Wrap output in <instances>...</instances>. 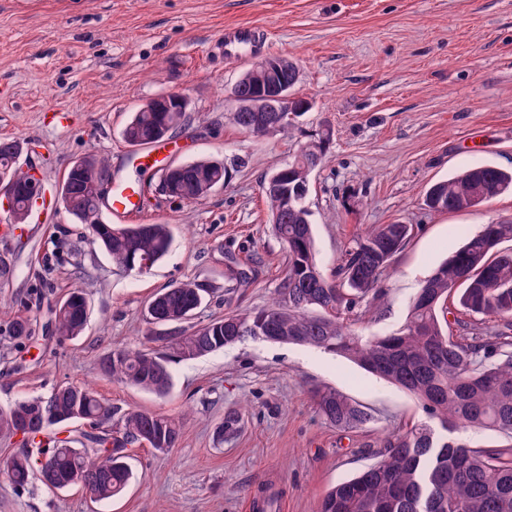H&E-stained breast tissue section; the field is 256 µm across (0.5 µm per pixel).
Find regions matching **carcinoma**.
Listing matches in <instances>:
<instances>
[{"mask_svg":"<svg viewBox=\"0 0 512 512\" xmlns=\"http://www.w3.org/2000/svg\"><path fill=\"white\" fill-rule=\"evenodd\" d=\"M294 112H233L241 130L256 136L288 132L293 118L310 110L297 97ZM188 104L151 102L134 112L122 131L133 147L161 142L183 124ZM331 142L325 130L302 143L292 160L280 167L288 197L261 183L271 212L272 229L286 246L288 265L272 301L263 307L230 311L211 318L190 333L179 324L190 319L209 295L207 285L188 280L157 293L147 307L148 323L158 330L151 341L160 348L112 351L104 369L113 379L159 396L166 395L172 376L169 362L189 361L223 350L264 327L272 341L308 346L358 364L414 396L426 419L390 434L377 459L355 477L332 487L316 512H512V446L487 449L460 437L470 430L496 432L512 440V223L486 224L445 259L423 282L400 327L385 335H364L359 329L368 307L379 298V285L392 257L409 235L407 224H379L344 249L336 278L322 273L314 247L306 187ZM20 142L0 141V182L15 184L14 222L27 218L33 199L31 176L19 164ZM220 158L177 164L161 174L159 191L169 199L193 202L228 180ZM112 179L107 162L95 154L88 165L70 166L60 197L67 214L90 230L92 241L125 270L143 271L169 253L167 224H111L103 217L105 194L91 179ZM512 191V171L493 166L468 168L441 180L426 192L430 212H457ZM461 291L459 306L490 317L497 327L473 336L456 335L448 319V301ZM87 306L80 289L70 291L52 311L55 335L73 339L85 330ZM321 416L339 430L360 429L371 413L334 389L314 393ZM56 420L37 430L42 416ZM112 406L88 385H62L46 397L0 408V436L24 431L26 451L10 458L0 474L16 489L35 478L53 490L79 485L98 501L120 495L132 478L127 447L147 444L165 453L178 444L179 421L161 413L134 410L125 414L117 436L106 424ZM78 421L93 427L77 437L58 438L52 428Z\"/></svg>","mask_w":512,"mask_h":512,"instance_id":"obj_1","label":"carcinoma"}]
</instances>
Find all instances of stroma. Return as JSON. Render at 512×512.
Instances as JSON below:
<instances>
[{
	"instance_id": "1",
	"label": "stroma",
	"mask_w": 512,
	"mask_h": 512,
	"mask_svg": "<svg viewBox=\"0 0 512 512\" xmlns=\"http://www.w3.org/2000/svg\"><path fill=\"white\" fill-rule=\"evenodd\" d=\"M266 31L259 58L298 63L295 95L312 108L288 134L254 137L230 120L231 91L249 68L225 61L227 26ZM163 93L190 100L173 143L145 158L122 130L132 112ZM322 127L333 138L310 177L315 250L334 275L345 247L369 227H411L391 260L377 312L362 326L385 334L404 321L421 283L482 225L512 221V193L456 213L426 211L436 181L491 165L512 169V0H0V140L26 139L22 167H38L54 191L72 162L105 158L146 188L143 224L172 231L167 257L126 271L93 245L85 225L52 204L8 231L0 210V259L17 274L0 280V407L87 384L118 414L144 410L180 419L169 454L129 448L134 477L107 503L81 488L53 492L39 481L18 490L0 481V512H256L254 498L279 493L275 512H315L337 483L372 463L386 437L424 420L404 390L352 362L314 348L245 339L194 361L170 363L172 388L159 397L113 381L102 369L112 350L145 341L144 310L159 290L197 280L212 286L206 307L185 322L261 307L286 267L261 190ZM210 156L241 159L226 184L176 204L158 190L161 165ZM250 281L238 285L236 270ZM90 311L76 339L48 327L72 289ZM19 316L30 336H9ZM335 389L374 417L341 431L319 414L312 393ZM239 414L237 434L220 432Z\"/></svg>"
}]
</instances>
